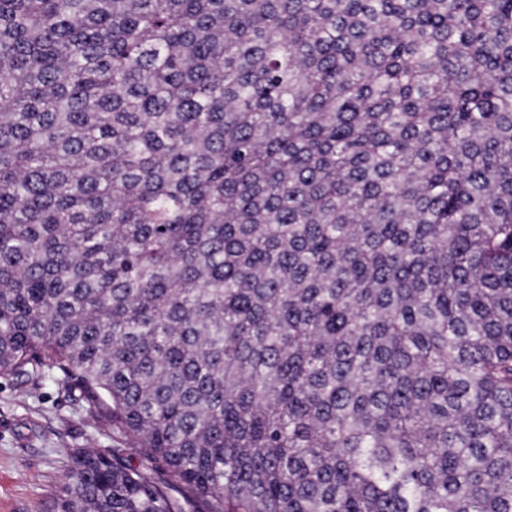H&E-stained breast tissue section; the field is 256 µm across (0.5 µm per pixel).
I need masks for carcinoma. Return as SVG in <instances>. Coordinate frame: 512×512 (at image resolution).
Returning <instances> with one entry per match:
<instances>
[{"instance_id": "carcinoma-1", "label": "carcinoma", "mask_w": 512, "mask_h": 512, "mask_svg": "<svg viewBox=\"0 0 512 512\" xmlns=\"http://www.w3.org/2000/svg\"><path fill=\"white\" fill-rule=\"evenodd\" d=\"M0 373L58 512H512V0H0ZM118 443L58 386L37 393L0 377V512H56L70 460L64 448Z\"/></svg>"}]
</instances>
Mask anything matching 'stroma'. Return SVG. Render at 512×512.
<instances>
[{
  "instance_id": "obj_1",
  "label": "stroma",
  "mask_w": 512,
  "mask_h": 512,
  "mask_svg": "<svg viewBox=\"0 0 512 512\" xmlns=\"http://www.w3.org/2000/svg\"><path fill=\"white\" fill-rule=\"evenodd\" d=\"M116 442L58 386L37 392L0 377V512H54L67 449Z\"/></svg>"
}]
</instances>
